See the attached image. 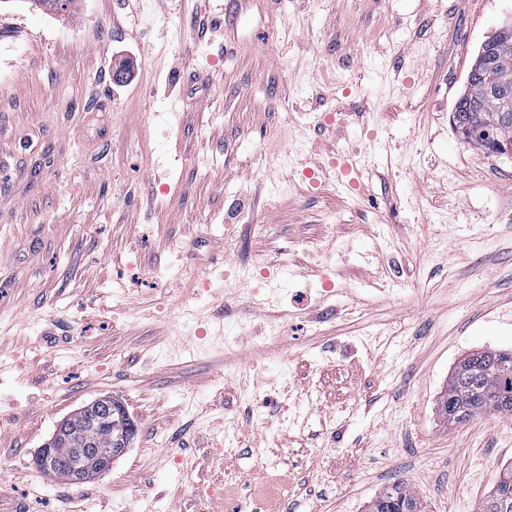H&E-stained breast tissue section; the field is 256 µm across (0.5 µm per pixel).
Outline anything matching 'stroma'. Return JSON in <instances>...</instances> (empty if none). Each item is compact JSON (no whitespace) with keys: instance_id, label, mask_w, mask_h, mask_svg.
Instances as JSON below:
<instances>
[{"instance_id":"35a3bbf8","label":"stroma","mask_w":512,"mask_h":512,"mask_svg":"<svg viewBox=\"0 0 512 512\" xmlns=\"http://www.w3.org/2000/svg\"><path fill=\"white\" fill-rule=\"evenodd\" d=\"M220 2L0 0V512H238L263 449L276 512H476L512 416L438 402L512 352V159L452 111L512 0ZM340 154L357 189L305 176ZM102 396L111 471H41ZM129 425L135 428L134 422L129 418L125 410L121 406L117 407L116 411L112 414L110 423H107L100 428L97 445L95 447L96 449L93 453L95 454L94 458L103 456L104 454L108 453L111 448H113V444L111 443L110 438L112 431L115 433L119 430V428L123 430L125 426ZM366 512H425V506L419 496L401 482L371 500Z\"/></svg>"}]
</instances>
